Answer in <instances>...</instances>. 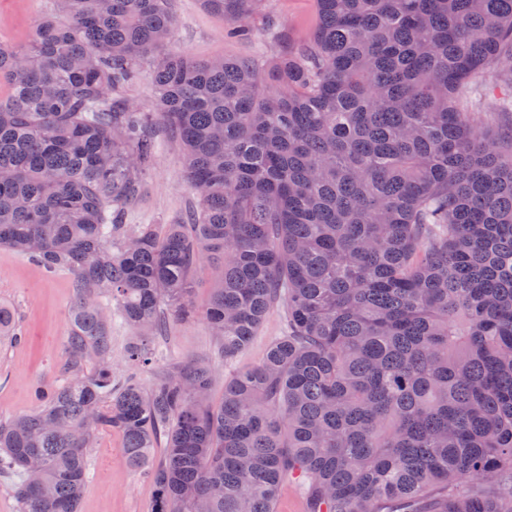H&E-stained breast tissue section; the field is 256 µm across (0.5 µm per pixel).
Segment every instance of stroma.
I'll return each mask as SVG.
<instances>
[{
	"mask_svg": "<svg viewBox=\"0 0 512 512\" xmlns=\"http://www.w3.org/2000/svg\"><path fill=\"white\" fill-rule=\"evenodd\" d=\"M48 0H0V41L25 45ZM176 19L173 48L197 59L232 58L255 50L254 44L227 38L223 16L214 14L201 0H171ZM269 12L288 25L292 37H301L315 19L314 0H269ZM156 155L141 195L127 210L129 224H180L199 198L184 177L182 148L163 124L153 128ZM74 279L66 273L50 274L14 252L0 248V303L18 318L20 338L0 349V418L21 415L35 407L36 384H58L67 363L65 351L70 329V309L75 300ZM284 320L281 305H274L257 336L236 358L217 355L218 339L202 317L166 318L160 342L152 344L146 365L127 360V348L135 338L122 319L112 322V371L135 376L152 387L173 364L189 361L213 370L208 400L219 404L224 383L238 370L256 365L268 341L279 335ZM123 440L113 430L100 431L89 451L91 466L81 512H151L153 485L144 471L130 468L123 457Z\"/></svg>",
	"mask_w": 512,
	"mask_h": 512,
	"instance_id": "obj_1",
	"label": "stroma"
}]
</instances>
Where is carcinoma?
Listing matches in <instances>:
<instances>
[{
	"label": "carcinoma",
	"instance_id": "1",
	"mask_svg": "<svg viewBox=\"0 0 512 512\" xmlns=\"http://www.w3.org/2000/svg\"><path fill=\"white\" fill-rule=\"evenodd\" d=\"M263 2L202 0L272 63L166 51L168 0H51L27 45L0 42V247L77 288L66 376L0 418V476L19 512H80L110 427L134 469L163 448L152 512H274L290 482L306 512H512V0H315L300 42ZM147 57L200 199L161 232L121 223L154 145L112 94ZM204 259L220 358L284 304L261 363L216 406L203 364L114 380L112 317L149 363Z\"/></svg>",
	"mask_w": 512,
	"mask_h": 512
}]
</instances>
